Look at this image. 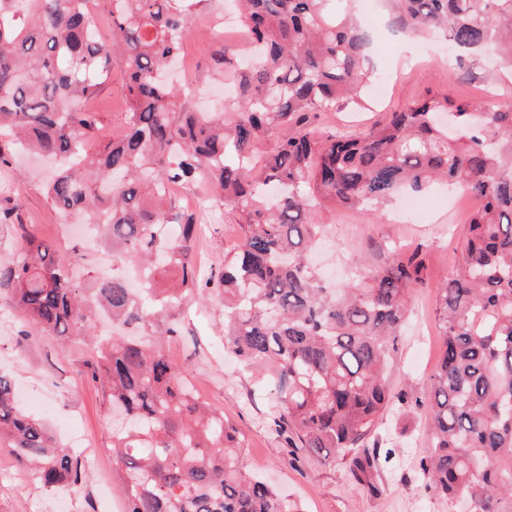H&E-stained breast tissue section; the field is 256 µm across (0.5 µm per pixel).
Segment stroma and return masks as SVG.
I'll return each instance as SVG.
<instances>
[{
	"instance_id": "35a3bbf8",
	"label": "stroma",
	"mask_w": 512,
	"mask_h": 512,
	"mask_svg": "<svg viewBox=\"0 0 512 512\" xmlns=\"http://www.w3.org/2000/svg\"><path fill=\"white\" fill-rule=\"evenodd\" d=\"M352 8L369 35L375 75L387 73L391 80L382 93L366 88L360 103L322 114L323 129L375 125L386 113L427 93L456 102L478 103L490 96L512 101V74L486 63L474 64L465 76L451 74L447 41L440 36H414L396 27L391 0H353ZM191 27L180 71L195 75L201 111L222 110L223 99L210 97L209 92L220 87L225 97L233 96L246 30L225 0H210ZM91 107L101 114L103 139L122 134L128 104L120 73H113L109 88ZM53 170L52 161L21 154L10 167L0 168V185H7L9 194L22 204L21 224L0 232V263L10 261L21 249L25 233L37 232L63 252L79 254V262L69 267L73 282L86 285L101 276L127 277L130 264L114 259L98 233L82 236L49 208L43 186ZM434 196L431 190L417 193L422 214L415 222L409 221L399 198L381 212L321 208L318 221L327 237L314 253L315 266L339 284L382 266L388 245L423 252L425 283L412 294L408 325L395 342L387 370L394 392L417 398L424 396L440 356L434 317L437 288L458 268L465 224L477 206L457 189L449 190L444 204L435 203ZM198 219L205 230L200 249L213 278L222 272L224 253L238 230L231 214L219 208L201 212ZM180 318L181 332L167 337L166 353L188 372L201 399L235 422L248 470L272 481L302 512H448L447 501L425 489L417 472L431 446L424 409L411 407L384 415L376 434L390 441L395 456L381 465L374 489L360 487L345 459L324 463L302 456L294 461L278 451L270 429L274 400L269 390L224 352L223 297L212 296L205 305L187 299ZM108 337L100 330L92 339H62L25 323L8 301L0 300V374L13 380L19 407L44 422L64 447L78 449L82 437L93 444L92 453L81 456L83 486L69 497L34 485L13 455L0 448V512H124L120 475L112 462V437L121 424L112 415L107 385L91 378L95 344Z\"/></svg>"
}]
</instances>
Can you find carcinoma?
<instances>
[{
	"label": "carcinoma",
	"mask_w": 512,
	"mask_h": 512,
	"mask_svg": "<svg viewBox=\"0 0 512 512\" xmlns=\"http://www.w3.org/2000/svg\"><path fill=\"white\" fill-rule=\"evenodd\" d=\"M208 0H0V131L61 165L45 186L65 222L96 225L116 258L147 272L149 294L117 277L73 283L58 246L34 234L0 264L4 294L37 328L87 336L96 312L139 331L99 349L95 379L130 419L113 439L125 473L126 512H300L243 463L234 424L191 391L161 347L158 317L189 296L224 294V345L268 376L271 428L289 455L348 457L372 487L378 455L360 450L376 421L409 394L386 378L424 258L329 288L310 255L323 206H378L402 188L455 185L479 200L456 274L438 287L441 359L425 399L433 448L419 462L426 486L472 512H512V105L478 108L427 95L371 127L323 132L318 118L351 103L371 77L368 38L345 0H237L250 30V66L223 112H196L159 75L183 51ZM396 23L440 28L477 55L493 48L512 68V0H398ZM108 20L110 37L96 27ZM121 68L127 132L100 136L87 109ZM486 114L474 126L470 114ZM208 183L213 206L240 235L224 270L200 282L195 216L175 189ZM169 268L177 280H158ZM0 448L35 482L72 494L81 459L17 409L0 374Z\"/></svg>",
	"instance_id": "carcinoma-1"
}]
</instances>
